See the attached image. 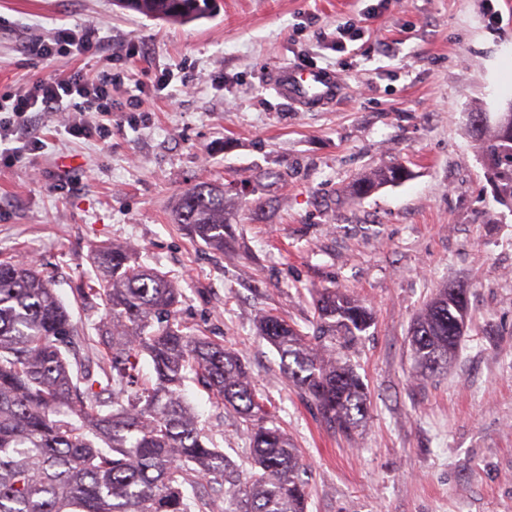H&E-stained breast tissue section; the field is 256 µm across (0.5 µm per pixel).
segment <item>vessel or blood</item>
Instances as JSON below:
<instances>
[{"instance_id": "vessel-or-blood-1", "label": "vessel or blood", "mask_w": 512, "mask_h": 512, "mask_svg": "<svg viewBox=\"0 0 512 512\" xmlns=\"http://www.w3.org/2000/svg\"><path fill=\"white\" fill-rule=\"evenodd\" d=\"M276 96L295 110L311 112L332 106L340 96L334 75L320 68L285 65L271 75Z\"/></svg>"}]
</instances>
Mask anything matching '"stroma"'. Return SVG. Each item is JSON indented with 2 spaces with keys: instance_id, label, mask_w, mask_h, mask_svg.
<instances>
[{
  "instance_id": "35a3bbf8",
  "label": "stroma",
  "mask_w": 512,
  "mask_h": 512,
  "mask_svg": "<svg viewBox=\"0 0 512 512\" xmlns=\"http://www.w3.org/2000/svg\"><path fill=\"white\" fill-rule=\"evenodd\" d=\"M98 30L140 108L112 134L78 139L62 112L36 115L39 150L0 164V260H36L73 320L100 245L133 243L184 289L177 316L238 351L307 468V512H512V209L501 205L471 115L512 100V0H218L189 24L113 0H0V94L103 60L34 63L55 28ZM332 72V107L298 112L269 84L283 65ZM174 71L169 85L161 72ZM408 178L356 199L371 169ZM223 185L235 217L217 253L172 221L181 192ZM466 288L470 317L445 375L411 377V320L443 285ZM360 300L374 324L348 351L368 391L354 438L330 429L256 334L272 313L302 332L310 292ZM189 402L217 448L246 444L200 386Z\"/></svg>"
}]
</instances>
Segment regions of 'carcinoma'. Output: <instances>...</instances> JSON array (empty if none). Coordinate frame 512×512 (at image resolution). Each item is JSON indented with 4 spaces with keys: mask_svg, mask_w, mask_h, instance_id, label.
Returning <instances> with one entry per match:
<instances>
[{
    "mask_svg": "<svg viewBox=\"0 0 512 512\" xmlns=\"http://www.w3.org/2000/svg\"><path fill=\"white\" fill-rule=\"evenodd\" d=\"M146 18L188 22L213 14L215 0H115ZM501 201H512V129L472 123ZM407 176L393 163L350 186L362 198ZM176 223L193 239L224 250L232 217L224 187L188 189ZM94 277L77 295L104 306L98 339L81 333L51 277L26 259L0 261V512H307L305 465L276 425L235 352L177 319L183 291L139 261L129 244L92 256ZM316 322L306 336L270 313L257 335L279 354L286 378L323 421L352 436L367 413L364 382L340 349L372 324L370 311L343 292L315 291ZM467 290L438 289L409 328L415 376L448 367L460 345ZM101 348L95 370L83 350ZM149 366L141 372L140 359ZM192 380L234 419L251 458L240 470L214 447L187 401Z\"/></svg>",
    "mask_w": 512,
    "mask_h": 512,
    "instance_id": "cac0c4a2",
    "label": "carcinoma"
}]
</instances>
